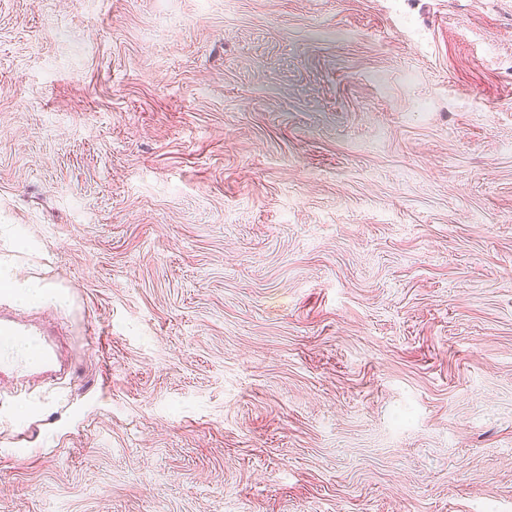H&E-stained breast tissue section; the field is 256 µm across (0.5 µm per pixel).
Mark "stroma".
<instances>
[{
    "mask_svg": "<svg viewBox=\"0 0 512 512\" xmlns=\"http://www.w3.org/2000/svg\"><path fill=\"white\" fill-rule=\"evenodd\" d=\"M0 512H512V0H0ZM45 336L48 334L30 321L0 314V343L12 340L25 343L35 355L44 359V368H47L53 362V348Z\"/></svg>",
    "mask_w": 512,
    "mask_h": 512,
    "instance_id": "1",
    "label": "stroma"
}]
</instances>
